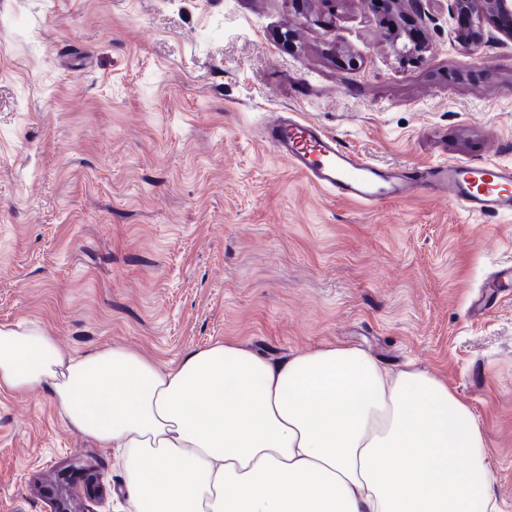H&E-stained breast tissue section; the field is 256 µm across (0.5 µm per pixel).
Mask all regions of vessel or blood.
I'll return each instance as SVG.
<instances>
[{
	"label": "vessel or blood",
	"mask_w": 512,
	"mask_h": 512,
	"mask_svg": "<svg viewBox=\"0 0 512 512\" xmlns=\"http://www.w3.org/2000/svg\"><path fill=\"white\" fill-rule=\"evenodd\" d=\"M268 143L314 186L366 205L398 201L418 191L447 194L474 215L512 214V165L441 162L384 167L345 146L320 125L284 112L262 133Z\"/></svg>",
	"instance_id": "b4317fda"
}]
</instances>
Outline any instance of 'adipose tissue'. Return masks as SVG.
I'll return each mask as SVG.
<instances>
[{"label": "adipose tissue", "mask_w": 512, "mask_h": 512, "mask_svg": "<svg viewBox=\"0 0 512 512\" xmlns=\"http://www.w3.org/2000/svg\"><path fill=\"white\" fill-rule=\"evenodd\" d=\"M35 389L120 449L131 512H498L468 404L346 344L270 358L224 340L165 365L0 327V392Z\"/></svg>", "instance_id": "adipose-tissue-1"}]
</instances>
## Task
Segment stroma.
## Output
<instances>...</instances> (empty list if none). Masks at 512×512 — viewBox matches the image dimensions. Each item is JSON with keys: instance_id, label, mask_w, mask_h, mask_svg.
<instances>
[{"instance_id": "35a3bbf8", "label": "stroma", "mask_w": 512, "mask_h": 512, "mask_svg": "<svg viewBox=\"0 0 512 512\" xmlns=\"http://www.w3.org/2000/svg\"><path fill=\"white\" fill-rule=\"evenodd\" d=\"M482 32L451 0H0V326L167 365L224 340L414 364L470 406L512 512V288L468 311L512 214L339 200L260 135L297 112L386 167L512 165V28ZM88 470L98 512H128L111 450L46 392L0 393V512H51L43 487Z\"/></svg>"}]
</instances>
